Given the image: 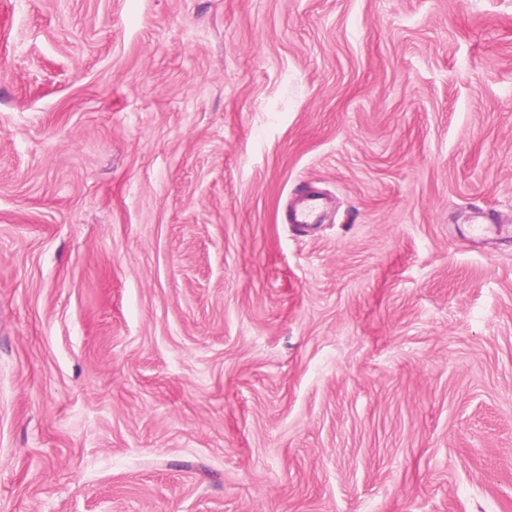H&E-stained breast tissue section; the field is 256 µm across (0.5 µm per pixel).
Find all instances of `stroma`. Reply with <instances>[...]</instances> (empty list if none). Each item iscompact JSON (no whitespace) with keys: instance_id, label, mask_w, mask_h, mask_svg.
Listing matches in <instances>:
<instances>
[{"instance_id":"35a3bbf8","label":"stroma","mask_w":512,"mask_h":512,"mask_svg":"<svg viewBox=\"0 0 512 512\" xmlns=\"http://www.w3.org/2000/svg\"><path fill=\"white\" fill-rule=\"evenodd\" d=\"M0 512H512V0H0Z\"/></svg>"}]
</instances>
